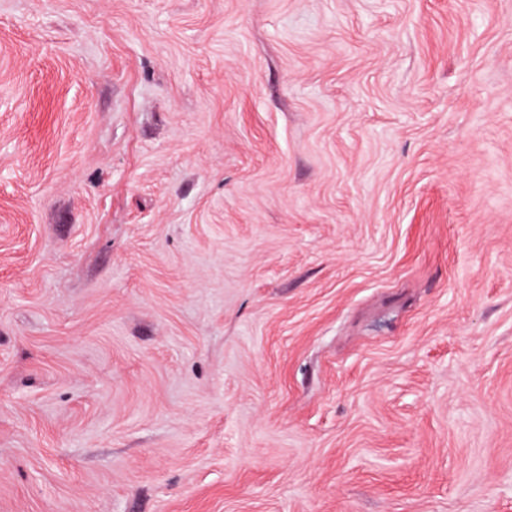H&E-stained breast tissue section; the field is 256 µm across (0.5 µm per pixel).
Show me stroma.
Wrapping results in <instances>:
<instances>
[{
    "label": "stroma",
    "instance_id": "obj_1",
    "mask_svg": "<svg viewBox=\"0 0 512 512\" xmlns=\"http://www.w3.org/2000/svg\"><path fill=\"white\" fill-rule=\"evenodd\" d=\"M0 512H512V0H0Z\"/></svg>",
    "mask_w": 512,
    "mask_h": 512
}]
</instances>
